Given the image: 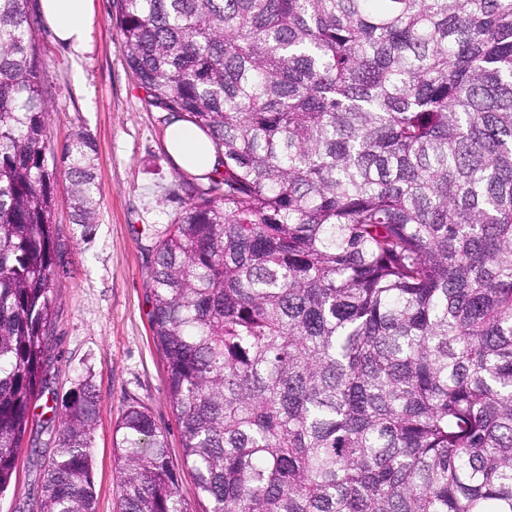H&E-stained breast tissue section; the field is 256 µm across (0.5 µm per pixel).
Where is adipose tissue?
I'll list each match as a JSON object with an SVG mask.
<instances>
[{"label": "adipose tissue", "mask_w": 512, "mask_h": 512, "mask_svg": "<svg viewBox=\"0 0 512 512\" xmlns=\"http://www.w3.org/2000/svg\"><path fill=\"white\" fill-rule=\"evenodd\" d=\"M39 9L60 43L75 54L88 50L94 25L93 0H40ZM166 145L177 165L188 172L211 174L222 168V159L205 133L183 118H171Z\"/></svg>", "instance_id": "1"}]
</instances>
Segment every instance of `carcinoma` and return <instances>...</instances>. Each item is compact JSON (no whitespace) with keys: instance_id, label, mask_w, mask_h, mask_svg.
<instances>
[{"instance_id":"cac0c4a2","label":"carcinoma","mask_w":512,"mask_h":512,"mask_svg":"<svg viewBox=\"0 0 512 512\" xmlns=\"http://www.w3.org/2000/svg\"><path fill=\"white\" fill-rule=\"evenodd\" d=\"M148 106L224 156L159 241L153 335L210 512H512V0H113ZM30 0H0V492L63 272L53 186L98 223L96 143L48 162ZM41 512H95L99 397L62 402ZM121 512H183L127 406Z\"/></svg>"}]
</instances>
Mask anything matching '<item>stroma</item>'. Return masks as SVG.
<instances>
[{
    "mask_svg": "<svg viewBox=\"0 0 512 512\" xmlns=\"http://www.w3.org/2000/svg\"><path fill=\"white\" fill-rule=\"evenodd\" d=\"M90 50L73 55L48 28L37 31L48 89L47 144L61 152L73 133L92 135L101 186L99 222L90 235L73 224L65 182L55 188L53 224L65 272L54 288L45 393L57 398L87 382L100 399L92 474L96 512H119L112 431L129 404L148 409L167 434L184 492V512H209L182 465V440L167 390L166 361L150 322L155 248L185 208L187 191L165 147L164 115L146 103L129 70L112 0H96ZM48 413L35 408L17 470L0 494V512H40V490L55 448Z\"/></svg>",
    "mask_w": 512,
    "mask_h": 512,
    "instance_id": "1",
    "label": "stroma"
}]
</instances>
